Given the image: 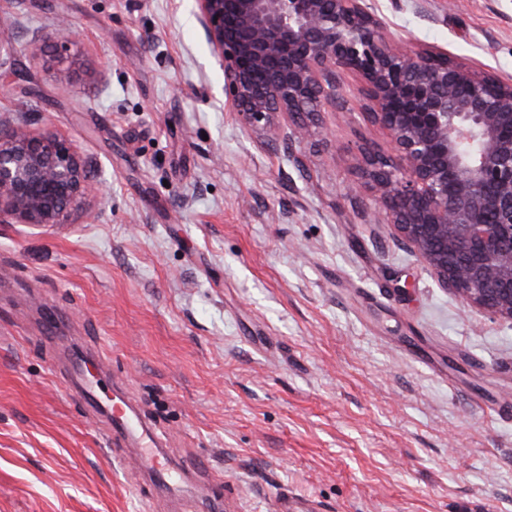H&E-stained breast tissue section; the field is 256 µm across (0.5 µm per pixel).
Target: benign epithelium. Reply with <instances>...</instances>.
<instances>
[{
  "instance_id": "7a95c632",
  "label": "benign epithelium",
  "mask_w": 512,
  "mask_h": 512,
  "mask_svg": "<svg viewBox=\"0 0 512 512\" xmlns=\"http://www.w3.org/2000/svg\"><path fill=\"white\" fill-rule=\"evenodd\" d=\"M246 133L285 143L288 161L322 113L345 109L338 73L360 80L365 116L394 156L367 146L364 212L465 308L512 324V79L434 46L393 44L368 0H195ZM57 132L0 122V222L59 227L100 187Z\"/></svg>"
}]
</instances>
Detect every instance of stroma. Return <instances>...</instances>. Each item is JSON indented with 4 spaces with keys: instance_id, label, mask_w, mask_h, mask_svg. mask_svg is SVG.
<instances>
[{
    "instance_id": "obj_1",
    "label": "stroma",
    "mask_w": 512,
    "mask_h": 512,
    "mask_svg": "<svg viewBox=\"0 0 512 512\" xmlns=\"http://www.w3.org/2000/svg\"><path fill=\"white\" fill-rule=\"evenodd\" d=\"M371 3L395 43L512 76V0ZM61 14L75 37L35 42ZM0 32V119L27 103L102 185L100 216L0 223V512H512V324L365 222L360 149L389 146L356 75L302 174L225 110L194 0H0ZM77 354L222 492L139 470Z\"/></svg>"
}]
</instances>
